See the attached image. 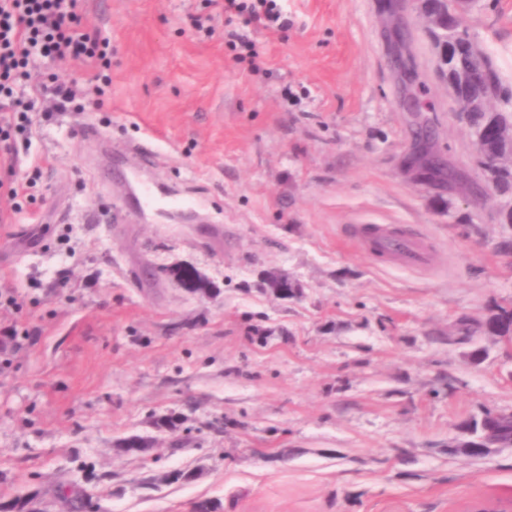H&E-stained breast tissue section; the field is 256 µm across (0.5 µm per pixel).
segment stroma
<instances>
[{"label": "stroma", "mask_w": 512, "mask_h": 512, "mask_svg": "<svg viewBox=\"0 0 512 512\" xmlns=\"http://www.w3.org/2000/svg\"><path fill=\"white\" fill-rule=\"evenodd\" d=\"M83 8L112 83L101 107L42 124L32 202L0 223V273L38 333L0 372V512H60L75 491L85 512L512 507V451H448L461 422L512 411V345L454 333L512 302L495 251L512 229L419 0L395 15L387 0H286V30L249 27L253 65L209 0ZM461 19L512 79V0H472ZM394 27L457 176L443 191L405 172L417 118L400 107ZM358 224L419 232L434 267L369 256ZM176 264L209 294L167 275ZM280 275L296 297L270 290ZM133 435L150 448H123ZM167 272L192 292L206 294L211 288L210 282L193 268L176 265L168 268Z\"/></svg>", "instance_id": "35a3bbf8"}]
</instances>
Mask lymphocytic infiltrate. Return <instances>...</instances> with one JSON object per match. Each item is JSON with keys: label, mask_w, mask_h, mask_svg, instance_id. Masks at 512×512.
Instances as JSON below:
<instances>
[{"label": "lymphocytic infiltrate", "mask_w": 512, "mask_h": 512, "mask_svg": "<svg viewBox=\"0 0 512 512\" xmlns=\"http://www.w3.org/2000/svg\"><path fill=\"white\" fill-rule=\"evenodd\" d=\"M224 13L230 27V45L253 51L247 34L234 30V23L250 25L261 21L271 29H284L288 20L279 0H211ZM82 0H0V196L19 210L26 195V183L19 177L21 161L27 156L33 131L52 114L43 110L46 99L59 108L104 95L103 68L109 67L108 41L92 37L83 23ZM77 60L89 65L92 76L85 85L51 82L32 83L37 61ZM9 277L0 278V352L17 349L32 332L22 327L17 314L26 307Z\"/></svg>", "instance_id": "f902f5d3"}]
</instances>
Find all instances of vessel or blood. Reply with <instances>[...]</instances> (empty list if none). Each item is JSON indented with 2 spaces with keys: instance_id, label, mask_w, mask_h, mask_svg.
Masks as SVG:
<instances>
[{
  "instance_id": "vessel-or-blood-1",
  "label": "vessel or blood",
  "mask_w": 512,
  "mask_h": 512,
  "mask_svg": "<svg viewBox=\"0 0 512 512\" xmlns=\"http://www.w3.org/2000/svg\"><path fill=\"white\" fill-rule=\"evenodd\" d=\"M354 236L364 249L376 251L393 264L409 269H427L435 264L432 246L419 234L389 224H360Z\"/></svg>"
}]
</instances>
